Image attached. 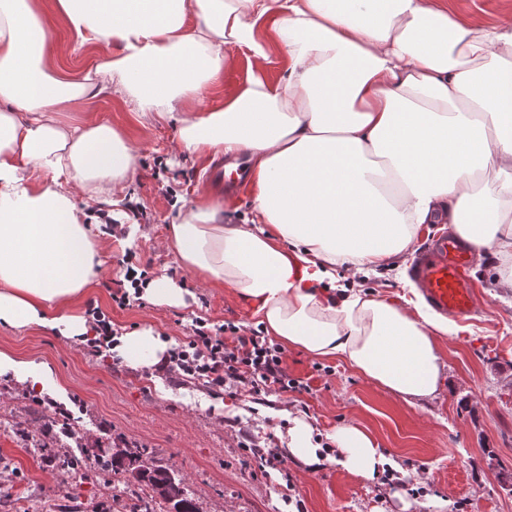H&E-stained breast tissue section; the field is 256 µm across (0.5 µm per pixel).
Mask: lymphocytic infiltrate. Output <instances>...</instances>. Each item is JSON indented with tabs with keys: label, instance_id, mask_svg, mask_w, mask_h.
Here are the masks:
<instances>
[{
	"label": "lymphocytic infiltrate",
	"instance_id": "obj_1",
	"mask_svg": "<svg viewBox=\"0 0 512 512\" xmlns=\"http://www.w3.org/2000/svg\"><path fill=\"white\" fill-rule=\"evenodd\" d=\"M282 363L281 349L263 331L227 323L215 333L199 321L186 345L171 350L158 370L182 380H203L213 390L230 389L255 400L309 392V384L288 377Z\"/></svg>",
	"mask_w": 512,
	"mask_h": 512
}]
</instances>
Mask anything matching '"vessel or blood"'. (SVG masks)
<instances>
[{
  "label": "vessel or blood",
  "instance_id": "1",
  "mask_svg": "<svg viewBox=\"0 0 512 512\" xmlns=\"http://www.w3.org/2000/svg\"><path fill=\"white\" fill-rule=\"evenodd\" d=\"M410 273L436 311L462 316L477 309L479 297L471 275L470 250L455 235L435 234L417 254Z\"/></svg>",
  "mask_w": 512,
  "mask_h": 512
}]
</instances>
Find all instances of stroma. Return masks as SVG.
I'll list each match as a JSON object with an SVG mask.
<instances>
[{
  "mask_svg": "<svg viewBox=\"0 0 512 512\" xmlns=\"http://www.w3.org/2000/svg\"><path fill=\"white\" fill-rule=\"evenodd\" d=\"M46 30L44 56L55 71L85 72L109 57L100 45L59 56L73 32L57 15L55 0H37ZM228 76L207 96L188 100L184 111L219 107L226 92L248 72L245 50L227 48ZM112 123L128 140L135 173L120 207L123 227L99 232L104 261L90 304L99 306L115 331L150 326L180 346L196 321L254 328L250 302L231 289L201 282L165 246L178 208L221 202L224 218H253L246 193L224 195L223 159L207 160L176 148L177 126L144 121L119 98L90 97L67 105L63 121L86 115ZM148 279L169 278L186 288L182 306L145 301L119 306L112 299L126 265ZM492 258L474 260L480 307L455 319L439 337L446 361L444 381L431 399L411 405L357 376L341 360L323 361L288 350L290 377L309 382L301 395L269 396L260 403L243 394H213L198 380L172 383L135 369L109 350L67 346L57 332L33 327L0 328V350L34 363L45 377L32 394L0 375V512H112L110 490L75 484L64 458H86L95 441L144 448V460L184 479L199 512H512V291L496 288ZM305 417L316 433L336 426L366 429L399 466L390 480H365L330 463L311 472L288 454V417ZM63 437L64 454L50 457L32 444L44 428ZM28 438L17 436V429ZM276 444L281 470L263 469L254 447Z\"/></svg>",
  "mask_w": 512,
  "mask_h": 512,
  "instance_id": "35a3bbf8",
  "label": "stroma"
}]
</instances>
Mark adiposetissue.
I'll list each match as a JSON object with an SVG mask.
<instances>
[{"mask_svg": "<svg viewBox=\"0 0 512 512\" xmlns=\"http://www.w3.org/2000/svg\"><path fill=\"white\" fill-rule=\"evenodd\" d=\"M473 0H56L76 44L114 47L83 75L51 76L36 0H0V327L98 340L77 299L103 263L102 244L71 192L112 206L134 175L121 130L61 120L91 92L147 120H176L180 146L204 158L248 152L250 224H223L220 203L178 212L168 245L183 266L255 305L283 349L346 362L415 403L434 397L448 319L419 299L397 304L339 284L407 253L420 225L447 224L497 262L512 290V19L467 21ZM197 21L188 24V13ZM288 61L262 72L264 24ZM246 49L250 76L222 106L185 112ZM169 343L151 327L114 350L135 368ZM290 453L330 462L313 428L294 419ZM366 480L387 458L363 429L329 435Z\"/></svg>", "mask_w": 512, "mask_h": 512, "instance_id": "adipose-tissue-1", "label": "adipose tissue"}]
</instances>
